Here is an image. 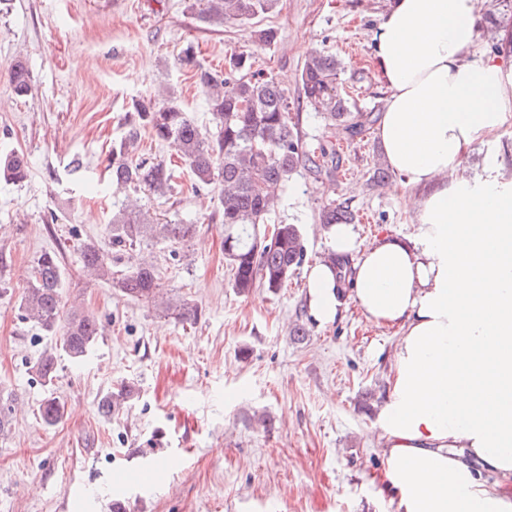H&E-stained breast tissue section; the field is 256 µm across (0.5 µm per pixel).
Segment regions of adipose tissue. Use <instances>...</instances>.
<instances>
[{"label":"adipose tissue","instance_id":"obj_1","mask_svg":"<svg viewBox=\"0 0 512 512\" xmlns=\"http://www.w3.org/2000/svg\"><path fill=\"white\" fill-rule=\"evenodd\" d=\"M479 20L477 0H391L371 35L389 90L376 136L414 189L416 233L362 248L350 225L328 230L332 253L357 256L345 292L399 332L376 419L391 512H512V173L464 166L512 112V79L472 56ZM307 286L314 319L337 318L330 264Z\"/></svg>","mask_w":512,"mask_h":512}]
</instances>
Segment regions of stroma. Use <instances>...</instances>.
<instances>
[{
    "label": "stroma",
    "mask_w": 512,
    "mask_h": 512,
    "mask_svg": "<svg viewBox=\"0 0 512 512\" xmlns=\"http://www.w3.org/2000/svg\"><path fill=\"white\" fill-rule=\"evenodd\" d=\"M389 0H278L257 19L200 23L188 0H0V152L24 153L30 175L0 182V393L12 395L10 433L0 438V512H388L378 476L383 467L376 415L392 375L394 329L372 328L353 302L333 322L310 313L306 267L330 251L318 221L323 205L354 212L359 242L384 235L412 239L401 176L377 182L382 148L374 130L336 137L328 120L300 99L302 48L342 58L339 88L353 110L382 112L388 94L373 59L371 33ZM274 29V42L255 33ZM193 45L198 60L223 70L231 53H252L257 68L284 88L307 147L335 143L341 167L321 181L295 172L268 221L300 225L304 267L277 290L232 287L224 257L218 189L195 187L180 169L170 192H138L160 222L190 224L181 245L143 244L162 287L197 305L195 323L166 317L81 274L80 249L109 245L106 226L122 194L108 170L132 100L173 87L199 128L212 129L206 96L178 61ZM29 67L32 88L16 96L10 74ZM466 158L469 173L495 162L512 171V114ZM60 252L63 297L79 299L100 334L80 361L58 359L43 385L32 366L57 338L22 321L27 272L45 252ZM306 328L292 334L294 323ZM135 397L104 418L102 399L120 383ZM66 406L55 426L42 424L47 397ZM175 468L153 471V460ZM141 467L142 482L116 477Z\"/></svg>",
    "instance_id": "stroma-1"
}]
</instances>
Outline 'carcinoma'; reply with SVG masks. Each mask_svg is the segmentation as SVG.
<instances>
[{
    "mask_svg": "<svg viewBox=\"0 0 512 512\" xmlns=\"http://www.w3.org/2000/svg\"><path fill=\"white\" fill-rule=\"evenodd\" d=\"M277 0H194L197 19L209 25L251 20L270 12ZM180 63L192 72L203 89L215 123L214 130H201L172 99L164 87L156 99L134 100L125 131L112 143L111 179L117 190H148L165 194L173 187L174 170L163 161L137 156L141 134L147 132L160 143L172 146L196 183L220 186L223 209L224 257L234 270L232 288L241 295L260 283L270 290L283 285L306 257V246L296 224H275L270 235L259 226L276 211L290 175L301 167L310 174L330 178L338 169L336 150L322 146L303 149L297 123L289 112L288 96L273 78L253 69L252 56L234 53L227 72L201 63L188 45ZM343 62L332 54L315 52L301 70L303 100L314 111L342 126L350 138L363 134L375 124L372 112H352L340 92L337 76ZM11 84L19 96L31 88L30 71L19 60L11 71ZM29 166L24 155H0V181L19 184L27 179ZM352 214L342 205L325 206L319 223L328 228L349 224ZM112 251L92 244L81 250L82 268L88 276L109 284L114 291L152 304L180 322L197 319L198 309L187 300L163 292L155 266L145 258L130 263L120 273L112 271V252L133 254L146 240L184 243L193 234L192 224H161L149 211L124 206L112 213L107 225ZM64 269L57 253L45 252L32 265L28 287L19 304L20 317L59 335V349L74 360L82 359L99 336L94 315L76 304L67 305L62 288ZM35 374L49 385L56 377L57 356L42 354L34 364ZM134 396L123 384L106 396L100 411L118 413ZM64 404L51 397L39 408L46 426L56 425L64 416Z\"/></svg>",
    "mask_w": 512,
    "mask_h": 512,
    "instance_id": "carcinoma-1",
    "label": "carcinoma"
}]
</instances>
